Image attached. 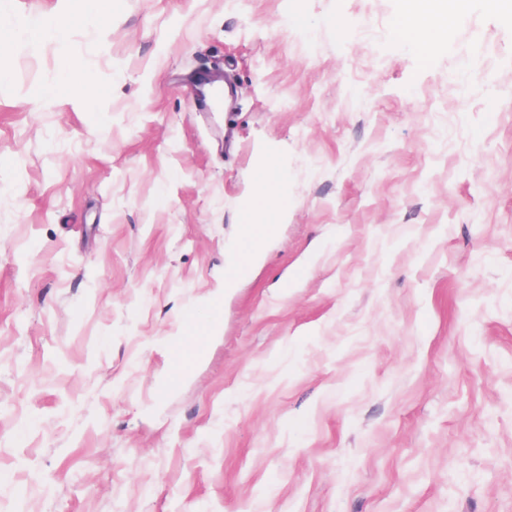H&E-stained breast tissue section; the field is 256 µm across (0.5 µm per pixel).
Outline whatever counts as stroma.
Listing matches in <instances>:
<instances>
[{
    "mask_svg": "<svg viewBox=\"0 0 512 512\" xmlns=\"http://www.w3.org/2000/svg\"><path fill=\"white\" fill-rule=\"evenodd\" d=\"M402 6L0 0V512H512V13ZM397 25L399 34L408 33L420 46L434 40L448 16L461 17L467 0H407ZM72 26L70 13H58L49 18L28 19L25 23L29 38L33 41L42 39H63ZM58 85L71 88L75 95L87 101H91L95 95L93 84L88 81L79 59H70L64 64ZM278 184L277 172L272 168L271 163H267L261 170L257 181L252 206L246 208L242 214L240 228L243 226V230L249 229L256 233L254 235L252 252L254 256H256L257 250L264 242L274 235L276 231L274 224L276 216L285 214L283 209L273 210L276 213L275 220H272L273 213L271 212L272 209L269 208L268 202L271 197L277 195ZM263 228H268L269 230L265 233L257 234Z\"/></svg>",
    "mask_w": 512,
    "mask_h": 512,
    "instance_id": "stroma-1",
    "label": "stroma"
}]
</instances>
